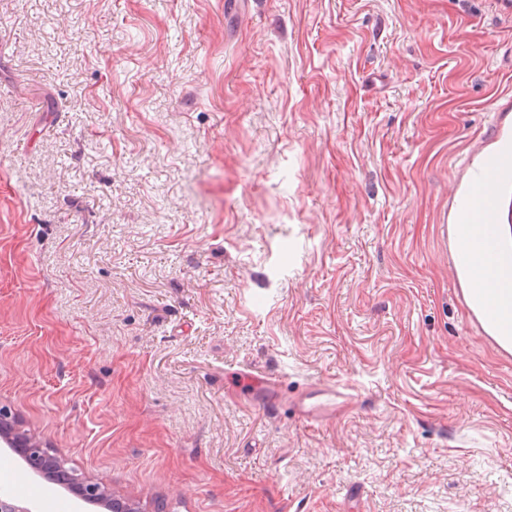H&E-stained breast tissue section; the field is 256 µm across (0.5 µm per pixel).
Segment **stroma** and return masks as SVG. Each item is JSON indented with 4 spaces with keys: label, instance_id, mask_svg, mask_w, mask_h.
Masks as SVG:
<instances>
[{
    "label": "stroma",
    "instance_id": "35a3bbf8",
    "mask_svg": "<svg viewBox=\"0 0 512 512\" xmlns=\"http://www.w3.org/2000/svg\"><path fill=\"white\" fill-rule=\"evenodd\" d=\"M503 94L495 0H0V406L142 512H512L439 237Z\"/></svg>",
    "mask_w": 512,
    "mask_h": 512
}]
</instances>
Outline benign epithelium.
<instances>
[{
	"label": "benign epithelium",
	"instance_id": "obj_1",
	"mask_svg": "<svg viewBox=\"0 0 512 512\" xmlns=\"http://www.w3.org/2000/svg\"><path fill=\"white\" fill-rule=\"evenodd\" d=\"M0 446L8 448L23 461L31 478L46 479L73 494L81 503L107 512H137V504L112 495L95 480L71 474L58 457L49 453L36 436L19 431L11 422V410L0 406ZM0 512H37L33 503L0 495Z\"/></svg>",
	"mask_w": 512,
	"mask_h": 512
}]
</instances>
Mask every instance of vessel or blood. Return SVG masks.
<instances>
[{
	"instance_id": "1",
	"label": "vessel or blood",
	"mask_w": 512,
	"mask_h": 512,
	"mask_svg": "<svg viewBox=\"0 0 512 512\" xmlns=\"http://www.w3.org/2000/svg\"><path fill=\"white\" fill-rule=\"evenodd\" d=\"M512 219V96L497 97L488 128L474 138L455 166L448 205L440 218V233L448 249V265L457 292L468 286L461 263L457 227L477 224L473 247L486 261L487 283L512 285V250L504 248L499 226Z\"/></svg>"
}]
</instances>
